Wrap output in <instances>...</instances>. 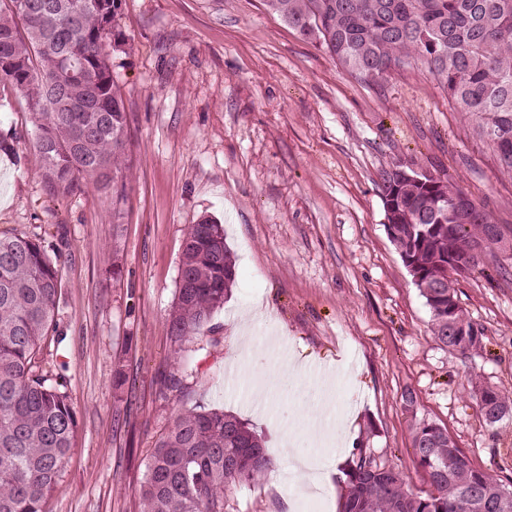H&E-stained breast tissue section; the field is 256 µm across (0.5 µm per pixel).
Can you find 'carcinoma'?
<instances>
[{
    "mask_svg": "<svg viewBox=\"0 0 512 512\" xmlns=\"http://www.w3.org/2000/svg\"><path fill=\"white\" fill-rule=\"evenodd\" d=\"M121 0H0V82L27 98L46 176L68 193L83 178L119 196L125 183L127 114L112 77V49ZM267 9L303 38L325 48L361 83L420 65L442 87L512 176V0H265ZM383 192L401 207L402 234L392 238L402 261L415 264L414 284L430 314V332L468 358L482 335L452 336L449 322L477 327L456 300L449 272L470 271L493 253L481 244L505 229L472 209L453 235L426 234L434 199L424 184ZM448 223L463 194L446 180ZM235 258L222 225L207 217L191 225L178 268L170 335L196 338L224 305L235 281ZM438 282L441 288L428 284ZM57 261L41 242L0 233V512H44L43 505L74 452L76 412L60 384L39 373L42 342L53 329L61 296ZM487 424L512 420V398L471 380ZM417 464L430 490L415 492L407 475L363 449L351 453L339 512H512V482L476 467L448 431L411 425ZM271 469L264 439L240 417L187 409L155 442L140 485L142 512H226L227 491L260 480Z\"/></svg>",
    "mask_w": 512,
    "mask_h": 512,
    "instance_id": "carcinoma-1",
    "label": "carcinoma"
}]
</instances>
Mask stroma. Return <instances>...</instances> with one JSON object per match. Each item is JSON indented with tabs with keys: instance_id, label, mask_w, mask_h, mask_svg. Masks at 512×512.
Returning <instances> with one entry per match:
<instances>
[{
	"instance_id": "stroma-1",
	"label": "stroma",
	"mask_w": 512,
	"mask_h": 512,
	"mask_svg": "<svg viewBox=\"0 0 512 512\" xmlns=\"http://www.w3.org/2000/svg\"><path fill=\"white\" fill-rule=\"evenodd\" d=\"M119 24L123 198L90 182L55 189L27 99L0 82V232L61 256L40 370L63 377L77 428L44 512H142L155 441L197 407L246 420L273 461L228 492L227 512H304V457L322 479L315 512H337L356 447L429 490L412 454L418 420L511 481L512 421L486 425L470 380L512 396V259L507 274L488 258L456 282L483 332V350L464 358L433 338L385 224L381 173L404 162L512 227V177L437 83L419 68L360 83L264 0H122ZM204 217L224 227L236 282L179 348L168 313L183 240Z\"/></svg>"
}]
</instances>
